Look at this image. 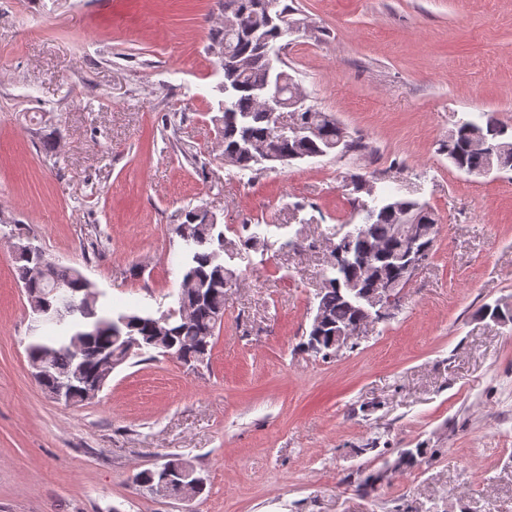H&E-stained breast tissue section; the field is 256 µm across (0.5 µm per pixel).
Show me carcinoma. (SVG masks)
I'll list each match as a JSON object with an SVG mask.
<instances>
[{
    "mask_svg": "<svg viewBox=\"0 0 512 512\" xmlns=\"http://www.w3.org/2000/svg\"><path fill=\"white\" fill-rule=\"evenodd\" d=\"M266 3L287 17L293 12L281 0H222L236 26L224 24L214 30L208 46L213 56L224 58L223 77L216 85L222 99L218 101L219 115L213 117L223 140L224 163L256 173L263 170L266 151L277 153L282 164L311 154L361 151L362 139L349 135L332 112L313 106L295 113L294 126L299 128L296 136L281 132L275 113L260 103L258 94L270 83L279 86L284 100L297 91L286 70L275 73L270 69L267 46L281 51L284 45L265 12ZM439 150L455 168L463 167L476 175L493 167L512 170V127L492 116L483 122L463 119L448 133V140L440 144ZM380 200L381 205L371 206L351 199L353 209L364 213L363 223L355 225L350 237L339 243L342 259L331 254L330 274L318 293L316 312L303 343L316 355H336L330 348L333 337L365 315L369 295L381 279L409 275L414 254L432 252L439 224L435 211L413 194L398 189L380 195ZM409 216L419 217L417 224L422 229L413 244L400 231ZM175 233L182 242L196 244L184 252L183 278L191 280L193 287L180 293L179 307L186 315L178 310L168 315L169 334L161 339L155 336L154 325L162 317L137 311L117 314L104 307L100 293L87 285L79 269L55 264L43 250L17 251L18 279L38 300L31 307L35 334L26 353L32 359L46 358L45 372L37 382L47 395L63 388L70 394L71 403L77 405L86 401L85 379L94 377L105 386L111 373L97 365V354L103 349L112 353L119 366L132 357L154 352L169 355L189 369L208 363L212 345L206 346L203 341L212 340L221 327L226 289L233 278L224 255L231 248L255 246L258 237L252 234L236 242L229 240L217 219L197 208L185 211ZM481 312L493 321L512 323L511 308L504 311L497 304L485 305ZM166 471L173 478L169 494L195 491L191 481H183L181 476L196 468L179 458L138 472L134 483L151 494L159 488L161 473Z\"/></svg>",
    "mask_w": 512,
    "mask_h": 512,
    "instance_id": "1",
    "label": "carcinoma"
}]
</instances>
